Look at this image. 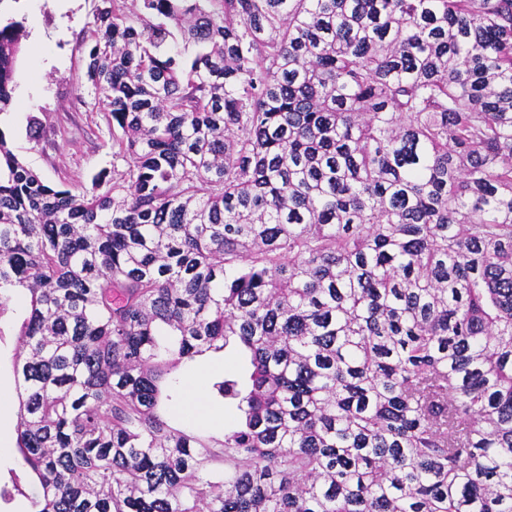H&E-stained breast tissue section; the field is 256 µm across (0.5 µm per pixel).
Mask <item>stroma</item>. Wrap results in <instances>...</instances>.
Instances as JSON below:
<instances>
[{
    "instance_id": "obj_1",
    "label": "stroma",
    "mask_w": 512,
    "mask_h": 512,
    "mask_svg": "<svg viewBox=\"0 0 512 512\" xmlns=\"http://www.w3.org/2000/svg\"><path fill=\"white\" fill-rule=\"evenodd\" d=\"M96 0H71L59 10L56 0H43L38 22L56 45V59L47 70L34 68L22 54L14 73L15 84L38 82L45 92L24 111L12 114L5 134L14 152L50 185L79 189L89 185L99 170L111 167L112 148L100 113L87 103L86 89L77 85L83 73V53L95 39L92 11ZM38 129H31V120ZM174 422L190 421L196 429L223 432L232 421L233 407L208 392L185 391L171 410ZM16 409L0 405V481L14 485L10 500L0 502V512H30L29 497L35 486L27 477L15 451Z\"/></svg>"
}]
</instances>
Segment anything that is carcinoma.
Returning <instances> with one entry per match:
<instances>
[{"label":"carcinoma","instance_id":"1","mask_svg":"<svg viewBox=\"0 0 512 512\" xmlns=\"http://www.w3.org/2000/svg\"><path fill=\"white\" fill-rule=\"evenodd\" d=\"M112 140L0 130L32 512H512V0H98ZM23 24H0V113ZM221 435L170 425L207 353Z\"/></svg>","mask_w":512,"mask_h":512}]
</instances>
